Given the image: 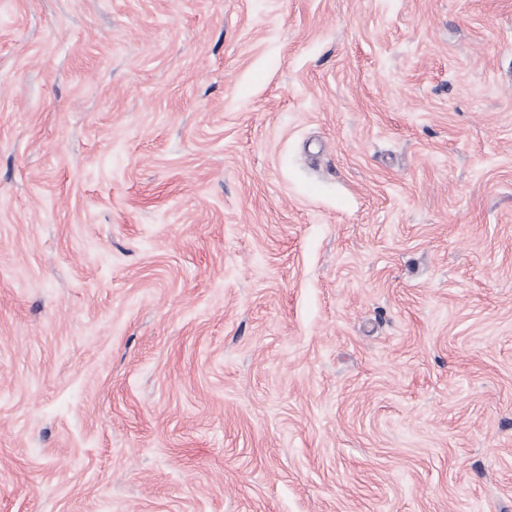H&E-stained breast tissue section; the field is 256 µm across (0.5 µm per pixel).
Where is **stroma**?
I'll return each instance as SVG.
<instances>
[{
	"label": "stroma",
	"instance_id": "obj_1",
	"mask_svg": "<svg viewBox=\"0 0 512 512\" xmlns=\"http://www.w3.org/2000/svg\"><path fill=\"white\" fill-rule=\"evenodd\" d=\"M0 512H512V0H0Z\"/></svg>",
	"mask_w": 512,
	"mask_h": 512
}]
</instances>
